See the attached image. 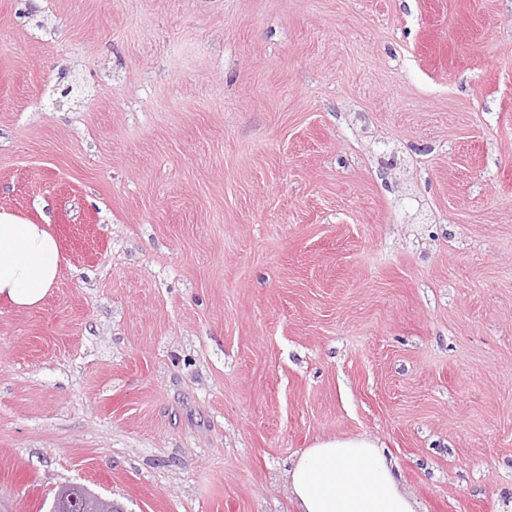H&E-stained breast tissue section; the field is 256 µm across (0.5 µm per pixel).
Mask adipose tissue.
I'll list each match as a JSON object with an SVG mask.
<instances>
[{
	"label": "adipose tissue",
	"instance_id": "ef3b65f1",
	"mask_svg": "<svg viewBox=\"0 0 512 512\" xmlns=\"http://www.w3.org/2000/svg\"><path fill=\"white\" fill-rule=\"evenodd\" d=\"M61 254L47 225L0 211V299L39 306L55 283ZM394 459L364 435L315 439L287 472L297 512H417Z\"/></svg>",
	"mask_w": 512,
	"mask_h": 512
}]
</instances>
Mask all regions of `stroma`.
<instances>
[{
    "mask_svg": "<svg viewBox=\"0 0 512 512\" xmlns=\"http://www.w3.org/2000/svg\"><path fill=\"white\" fill-rule=\"evenodd\" d=\"M0 512H294L366 435L512 504V0H0ZM61 254L48 225L0 211V298L18 311L38 307L55 283ZM61 490L62 487L55 493L49 512H52L50 510L53 509L55 501H67L70 512H99L94 509V506L98 503L100 497L83 485H73L67 488L69 494L66 495L65 499L61 498ZM70 495L75 497L74 503L69 499Z\"/></svg>",
    "mask_w": 512,
    "mask_h": 512,
    "instance_id": "stroma-1",
    "label": "stroma"
}]
</instances>
